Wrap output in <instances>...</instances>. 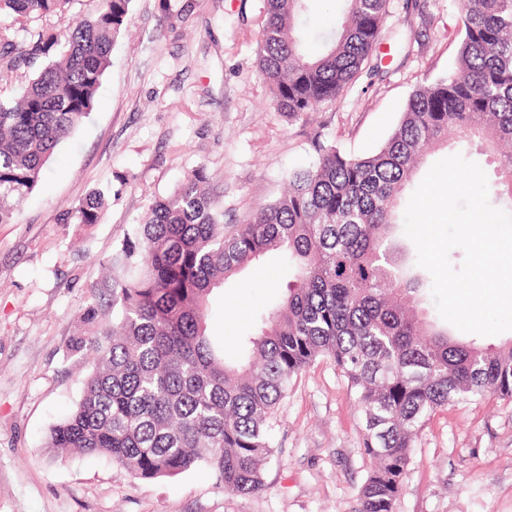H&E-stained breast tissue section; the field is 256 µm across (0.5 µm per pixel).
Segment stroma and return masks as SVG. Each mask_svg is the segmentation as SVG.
Here are the masks:
<instances>
[{
  "instance_id": "35a3bbf8",
  "label": "stroma",
  "mask_w": 512,
  "mask_h": 512,
  "mask_svg": "<svg viewBox=\"0 0 512 512\" xmlns=\"http://www.w3.org/2000/svg\"><path fill=\"white\" fill-rule=\"evenodd\" d=\"M262 0H132L91 114L56 149L49 173L0 224V512H357L372 462L356 399L334 363L293 379L255 494L207 471L134 479L102 455L56 456L52 425L79 402L91 356L69 344L84 309L112 305L107 259L155 198L198 166L225 225L279 197L320 132L354 155L375 151L419 85L455 66L459 0H390L383 37L335 102L291 120L258 73ZM110 187L98 224H59L60 209ZM279 255L214 291L212 334L236 357L256 317L285 295ZM397 512H512V400L438 411L418 433Z\"/></svg>"
}]
</instances>
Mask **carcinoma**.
Here are the masks:
<instances>
[{"mask_svg":"<svg viewBox=\"0 0 512 512\" xmlns=\"http://www.w3.org/2000/svg\"><path fill=\"white\" fill-rule=\"evenodd\" d=\"M73 0H0V71L41 62L13 96L0 95V224L42 180L56 148L95 108L131 0H99L61 37ZM308 0H264L257 68L272 104L290 118L334 102L381 38L389 0H343L340 28L304 50ZM454 70L415 89L372 154L352 155L321 133L316 160L288 191L229 234L201 191L199 166L155 200L109 259L104 288L119 323L89 305L74 351L94 366L74 412L53 426L61 455L102 454L140 481L195 469L230 492L262 490L273 415L294 377L328 357L354 391L362 448L372 461L358 512H396L419 430L438 410L486 395L512 399V339L485 346L424 317L423 279L396 262L400 200L424 158L456 128L497 154L512 143V0H461ZM494 202L512 212V156L500 155ZM110 189L58 212V224L100 221ZM293 269L283 300L259 315L227 360L206 335L207 302L228 278L267 254Z\"/></svg>","mask_w":512,"mask_h":512,"instance_id":"cac0c4a2","label":"carcinoma"}]
</instances>
